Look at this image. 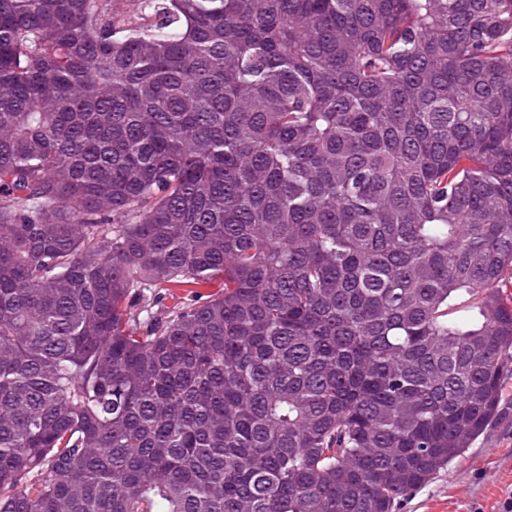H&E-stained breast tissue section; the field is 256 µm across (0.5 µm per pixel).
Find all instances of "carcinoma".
Returning <instances> with one entry per match:
<instances>
[{
	"mask_svg": "<svg viewBox=\"0 0 512 512\" xmlns=\"http://www.w3.org/2000/svg\"><path fill=\"white\" fill-rule=\"evenodd\" d=\"M510 288L512 0H0V512H393Z\"/></svg>",
	"mask_w": 512,
	"mask_h": 512,
	"instance_id": "cac0c4a2",
	"label": "carcinoma"
}]
</instances>
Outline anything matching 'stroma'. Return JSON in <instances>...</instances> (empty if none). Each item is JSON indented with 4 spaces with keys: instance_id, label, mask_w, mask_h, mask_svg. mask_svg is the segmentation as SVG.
<instances>
[{
    "instance_id": "stroma-1",
    "label": "stroma",
    "mask_w": 512,
    "mask_h": 512,
    "mask_svg": "<svg viewBox=\"0 0 512 512\" xmlns=\"http://www.w3.org/2000/svg\"><path fill=\"white\" fill-rule=\"evenodd\" d=\"M394 512H512V375L498 413L460 457L400 498Z\"/></svg>"
}]
</instances>
